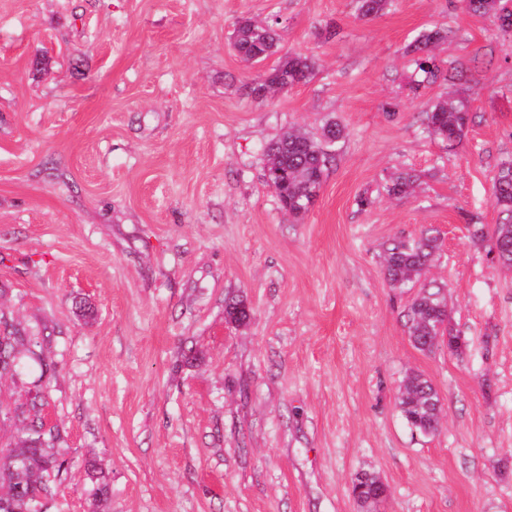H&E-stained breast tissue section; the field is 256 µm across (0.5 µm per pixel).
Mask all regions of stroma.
<instances>
[{
    "instance_id": "1",
    "label": "stroma",
    "mask_w": 512,
    "mask_h": 512,
    "mask_svg": "<svg viewBox=\"0 0 512 512\" xmlns=\"http://www.w3.org/2000/svg\"><path fill=\"white\" fill-rule=\"evenodd\" d=\"M244 17L314 56L310 81L249 96L270 65L235 52ZM431 29L465 74L416 98L409 47ZM462 93L472 122L449 150L423 104ZM328 118L346 135L297 222L263 148ZM510 158L512 35L460 0L370 18L353 0H0V309L45 341L0 380V446L39 388L68 462L45 475L51 512H87L88 457L100 512H363L360 472L388 487L379 512H512V281L468 230L498 223ZM401 171L420 180L397 199ZM427 228L460 357L412 345L413 293L383 273V243ZM413 371L442 404L430 435L397 406ZM418 180L417 175L412 172H399L390 179L386 187L387 193L395 198L408 197L413 194Z\"/></svg>"
}]
</instances>
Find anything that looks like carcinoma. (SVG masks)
Segmentation results:
<instances>
[{"label": "carcinoma", "instance_id": "1", "mask_svg": "<svg viewBox=\"0 0 512 512\" xmlns=\"http://www.w3.org/2000/svg\"><path fill=\"white\" fill-rule=\"evenodd\" d=\"M391 0H355L359 16H377L387 9ZM463 8L474 15L487 16L500 22L504 31H512V10L507 0H462ZM446 38L441 30L422 33L412 45L418 54L416 67L423 79L411 86V92L419 91L427 84L442 79L455 78L458 68H442L431 53V47ZM234 48L246 62L259 63L278 51V38L274 24L251 18L241 19L235 28ZM316 61L313 57L295 53L279 59L277 65L264 77L248 85L249 95L266 99L284 92L297 83H306L313 75ZM425 122L429 135L456 148L466 136L470 116V101L466 98L436 99L425 103ZM344 137V129L333 120L327 121L318 136L302 129L283 132L265 149L266 163L263 179L278 197L283 210L294 220L300 221L309 211L310 198L318 196L325 176L335 165V145ZM417 175L404 171L390 179L387 193L395 198L413 194ZM493 203L503 214V221L489 230L480 226L471 234V240L488 243L489 249H498L497 264L512 271V161L500 164L492 185ZM440 251L439 238L434 230L426 229L420 236L396 238L382 245V266L385 277L393 288H412L420 283V289L409 303L404 317L405 327L414 347L430 352L438 346L436 338L443 335L442 326L448 317L447 284L435 278L419 282V278L432 266ZM227 318L242 323L248 311L240 299L226 304ZM43 347L32 340L26 329L14 317L0 309V378L13 376L21 368L22 359H40ZM404 391L399 393L398 406L407 424L419 433L435 432L441 423L439 396L432 383L419 373L407 375ZM44 395L28 393L25 402L16 406L15 412L23 417V428L9 453L0 458V512H47V504L53 499V491L44 482V474L50 470L58 473L66 469V460L54 455L50 449L61 440L57 426L42 415ZM96 488L89 502L88 512H98L99 504L107 497L109 486L88 462Z\"/></svg>", "mask_w": 512, "mask_h": 512}]
</instances>
